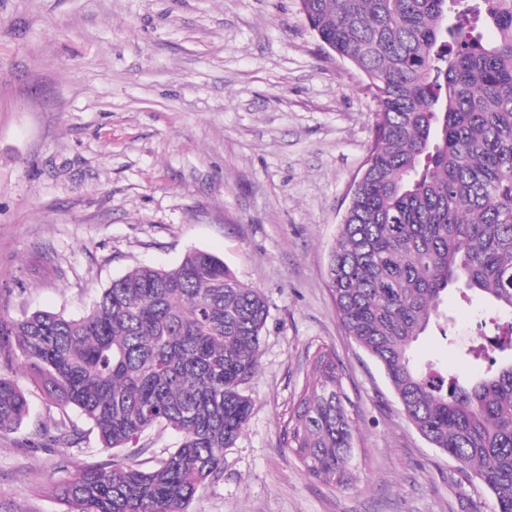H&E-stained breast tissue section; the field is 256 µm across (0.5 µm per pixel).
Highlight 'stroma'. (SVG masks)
I'll return each mask as SVG.
<instances>
[{
    "label": "stroma",
    "mask_w": 512,
    "mask_h": 512,
    "mask_svg": "<svg viewBox=\"0 0 512 512\" xmlns=\"http://www.w3.org/2000/svg\"><path fill=\"white\" fill-rule=\"evenodd\" d=\"M363 75L310 29L300 0H0V314L83 313L139 265L209 251L268 306L248 422L224 479L189 512H491L492 499L402 413L348 336L327 265L374 139ZM448 340L416 359L463 375L494 307L449 292ZM334 352L356 423L344 488L309 476L284 432L319 348ZM30 413L0 436V512H67L56 487L106 462L91 425L18 377ZM77 425V447L29 448ZM158 426L120 456L152 468Z\"/></svg>",
    "instance_id": "stroma-1"
}]
</instances>
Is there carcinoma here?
Returning <instances> with one entry per match:
<instances>
[{
	"mask_svg": "<svg viewBox=\"0 0 512 512\" xmlns=\"http://www.w3.org/2000/svg\"><path fill=\"white\" fill-rule=\"evenodd\" d=\"M318 39L365 77L377 101L365 170L327 277L345 331L384 368L432 445L473 474L493 512H512V322L477 324L464 380L411 357L419 336L448 340V291L512 312V0H301ZM496 32L492 42L482 29ZM266 300L224 260L188 251L136 267L79 317L0 315V436L29 414L15 381L77 409L105 451L165 425L181 436L142 470L112 455L57 488L67 512H187L224 477V449L247 422L241 392L258 367ZM336 357L318 350L289 420L287 448L313 478L352 483L354 424ZM78 444L61 421L38 433Z\"/></svg>",
	"mask_w": 512,
	"mask_h": 512,
	"instance_id": "1",
	"label": "carcinoma"
}]
</instances>
